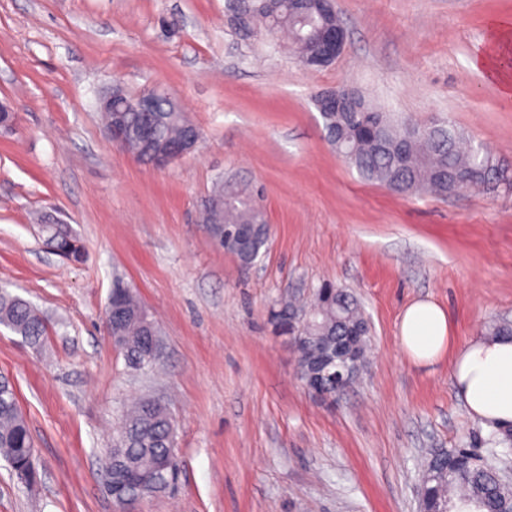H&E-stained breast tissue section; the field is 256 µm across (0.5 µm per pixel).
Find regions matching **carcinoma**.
I'll list each match as a JSON object with an SVG mask.
<instances>
[{
  "instance_id": "1",
  "label": "carcinoma",
  "mask_w": 512,
  "mask_h": 512,
  "mask_svg": "<svg viewBox=\"0 0 512 512\" xmlns=\"http://www.w3.org/2000/svg\"><path fill=\"white\" fill-rule=\"evenodd\" d=\"M230 21L245 37L260 29L286 36L296 55L308 47L307 34L296 24L288 0H247L243 12L233 10ZM156 137L152 150L163 152L191 135L183 112L167 101L153 113ZM326 137L359 174L400 193H430L446 196L470 188L500 194L512 189V163L488 150L466 143L448 122L421 124L400 122L382 112H329L322 116ZM202 222L224 249L247 265L257 260L267 241L268 225L258 203L220 189L208 201ZM55 246L63 252L81 254L76 238L59 224H51ZM119 297L126 317L115 332V347L128 367L139 370L145 355L148 332L156 330L133 289L123 285ZM296 305L288 302L272 310L271 319L282 333L288 332V314ZM0 325L21 336L33 347L46 338L47 321L28 301L0 288ZM310 337L299 352L300 380L313 376L317 359L331 351L336 337L356 328L362 333L360 348L367 352L370 327L355 296L344 288L323 285L315 293L311 316L302 325ZM127 441L122 467L114 470L111 452H106V478H140L155 473L156 464L173 448L175 435L165 411L142 398L122 416L116 442ZM33 444L13 383L0 377V454L10 463L16 478L32 485L37 481ZM496 454L480 464L464 467L461 476L448 473L445 460L432 458L419 479L424 509L438 512H512V491L497 480Z\"/></svg>"
}]
</instances>
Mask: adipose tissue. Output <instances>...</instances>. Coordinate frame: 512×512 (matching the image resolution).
<instances>
[{"mask_svg":"<svg viewBox=\"0 0 512 512\" xmlns=\"http://www.w3.org/2000/svg\"><path fill=\"white\" fill-rule=\"evenodd\" d=\"M494 49L477 57L497 80L504 95L512 94V74L503 60L512 51V23L492 21ZM398 341L414 362L429 363L453 352V380L470 414L489 430L512 425V337L492 336L452 349L445 309L431 300L407 306L401 316Z\"/></svg>","mask_w":512,"mask_h":512,"instance_id":"1","label":"adipose tissue"}]
</instances>
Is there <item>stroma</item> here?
Instances as JSON below:
<instances>
[{"label":"stroma","instance_id":"obj_1","mask_svg":"<svg viewBox=\"0 0 512 512\" xmlns=\"http://www.w3.org/2000/svg\"><path fill=\"white\" fill-rule=\"evenodd\" d=\"M343 54L304 65L286 43L246 38L226 0H0V286L47 319L34 348L0 325L38 481L0 457V512H123L102 454L125 403L158 398L177 428L175 493L135 512H418L415 481L437 448L487 430L452 379V357L418 364L398 344L417 300L443 306L462 346L512 320V199L401 195L336 153L313 101L357 90L392 118L447 119L512 160V97L474 58L512 0H337ZM121 84L168 92L196 149L163 169L112 143L98 109ZM263 207L252 265L221 248L199 211L216 181ZM50 214L84 246L54 250ZM156 321L163 358L132 371L105 329L115 280ZM348 289L370 324L368 362L337 401L297 374L269 311L322 284Z\"/></svg>","mask_w":512,"mask_h":512}]
</instances>
